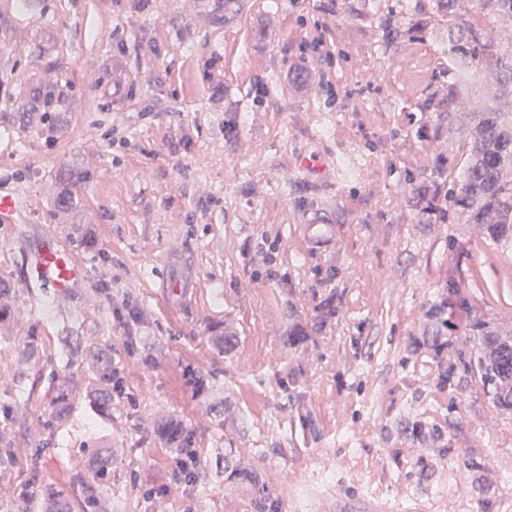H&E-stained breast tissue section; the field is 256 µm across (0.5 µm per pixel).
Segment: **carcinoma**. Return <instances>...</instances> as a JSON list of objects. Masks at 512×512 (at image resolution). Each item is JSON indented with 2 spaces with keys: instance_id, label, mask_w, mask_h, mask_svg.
I'll use <instances>...</instances> for the list:
<instances>
[{
  "instance_id": "1",
  "label": "carcinoma",
  "mask_w": 512,
  "mask_h": 512,
  "mask_svg": "<svg viewBox=\"0 0 512 512\" xmlns=\"http://www.w3.org/2000/svg\"><path fill=\"white\" fill-rule=\"evenodd\" d=\"M30 4L31 0H0V38L21 37L12 19ZM433 8L448 21V43L436 51V89L425 97L423 111L436 115L434 134L443 128H461L465 138L458 154L438 153L434 179L415 188L418 221L450 224L455 215L462 214L467 223L480 226L490 241H512V53L506 54L503 42L487 25L501 16L512 18V0H435ZM428 19L421 0H409L406 8L383 20V46L422 37ZM479 81L484 83L480 98L474 90ZM454 164L462 168V178L445 192L442 175ZM471 331L479 337L473 365L480 381L493 404L512 409V330L490 328L476 321ZM60 361L64 370L79 361L88 365L91 380L87 402L96 417L110 418L112 385L120 378L111 351L67 335L61 340ZM48 407L54 424L59 426L67 420L72 401L66 381L54 389ZM158 433L166 447L180 455L198 445L195 428L175 418L160 422ZM111 468L112 449L95 447L88 464L92 480L79 478L82 512H94L99 486ZM224 472L229 479L254 486L255 512H278L277 502L252 468L233 465L226 458ZM38 505L39 512H71L69 496L49 486L41 488Z\"/></svg>"
}]
</instances>
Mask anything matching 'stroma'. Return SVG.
<instances>
[{"instance_id":"35a3bbf8","label":"stroma","mask_w":512,"mask_h":512,"mask_svg":"<svg viewBox=\"0 0 512 512\" xmlns=\"http://www.w3.org/2000/svg\"><path fill=\"white\" fill-rule=\"evenodd\" d=\"M395 2L45 0L48 23L0 39V192L24 215L0 224V512L42 485L78 496L84 450L102 441L99 512H253L228 456L280 512H512V410L463 364L472 317L512 328V249L411 207L410 177L459 136L434 137L419 109L448 27L382 48ZM26 88L56 111H16ZM63 190L74 207L58 206ZM45 238L83 264L68 292L34 271ZM67 329L121 370L111 420L88 408L87 365L61 367ZM60 374L73 408L54 428ZM19 379L28 399L4 414ZM169 417L198 434L183 479L156 431ZM224 473L227 474V479H233L241 483H248L257 490L254 500L255 512H279L278 505L275 499H272L267 489L259 480L258 474L245 464H230L227 457L224 459Z\"/></svg>"}]
</instances>
